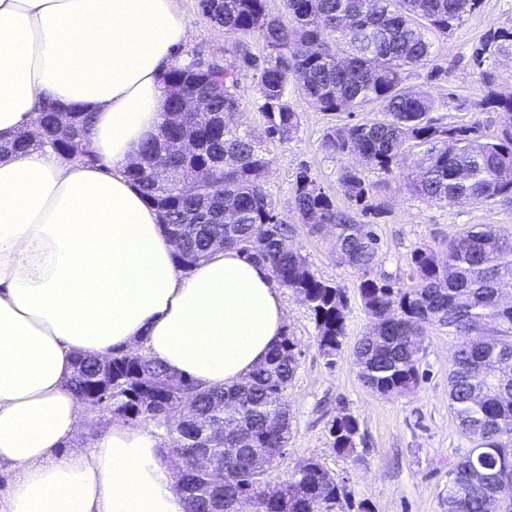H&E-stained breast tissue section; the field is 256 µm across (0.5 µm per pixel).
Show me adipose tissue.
<instances>
[{"label": "adipose tissue", "instance_id": "1", "mask_svg": "<svg viewBox=\"0 0 512 512\" xmlns=\"http://www.w3.org/2000/svg\"><path fill=\"white\" fill-rule=\"evenodd\" d=\"M188 26L175 0H0V145L43 105L92 113L96 164L0 154V512H186L156 439L115 421L87 447L77 355L140 350L209 386L284 332L266 267L216 248L178 266L128 170L164 120Z\"/></svg>", "mask_w": 512, "mask_h": 512}]
</instances>
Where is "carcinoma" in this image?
<instances>
[{
    "label": "carcinoma",
    "mask_w": 512,
    "mask_h": 512,
    "mask_svg": "<svg viewBox=\"0 0 512 512\" xmlns=\"http://www.w3.org/2000/svg\"><path fill=\"white\" fill-rule=\"evenodd\" d=\"M480 0H286V17L266 11V0H221L214 19L235 40L238 61L255 72L264 135L290 139L299 115L289 105L294 86L321 112H373L376 118L333 126L322 148L334 155H357L365 165L391 174L403 147L418 149L412 190L444 205L500 201L512 203V96L493 95L483 108L501 111L502 137L483 140L478 123L448 127L432 116V95L405 86L407 71L432 55L428 30L446 33L476 8ZM259 34L269 50L259 59L245 39ZM512 52V31L499 30L473 49L482 64L500 52ZM168 86L182 85L189 96L202 95L210 111L198 124L199 152L190 165L203 173L200 193L185 197L161 170L179 160L161 154L162 139L178 133L162 125L142 146L128 170L147 202L162 211L179 265L190 270L207 257L212 240L266 266L278 284L302 294L317 330L318 348L334 364L345 337V293L319 278L294 243L293 229L278 220L263 184L269 159L260 139L249 131L225 127L220 113L240 107L237 65L224 63L204 71L197 54L176 58L165 73ZM53 109L45 106L34 130L0 146L22 153L51 147L71 157L68 138L52 128ZM345 195L364 206L374 186L356 168L342 169ZM294 207L307 232L333 227L336 262L357 276V290L374 327L355 345L358 377L370 389L400 396L418 383L419 354L432 329L462 339L448 372V401L459 428L474 447L448 468V512H486L487 500L512 497V307L495 299V285L512 281V233L481 225L447 241L415 247L410 253L413 283L376 271L380 241L370 224L336 208L332 199L300 168L294 178ZM301 352L283 334L267 360L239 381L209 387L189 376L171 373L145 356L114 351L112 371L101 377V360L78 356L70 388L91 412L112 409L127 421L151 423L168 445L176 481L192 487L188 512H212L224 500V512H335L342 486L316 457H308L281 485L266 482L248 460L229 449L252 443L269 463L284 458L291 434L286 392L299 368ZM359 430L357 418L343 419L332 434L333 451L358 462L349 439ZM210 443L229 469L215 487L192 466V454Z\"/></svg>",
    "instance_id": "carcinoma-1"
}]
</instances>
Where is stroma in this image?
Here are the masks:
<instances>
[{
	"label": "stroma",
	"instance_id": "stroma-1",
	"mask_svg": "<svg viewBox=\"0 0 512 512\" xmlns=\"http://www.w3.org/2000/svg\"><path fill=\"white\" fill-rule=\"evenodd\" d=\"M175 7L189 30L183 51L233 60L232 38L202 14L199 0H175ZM498 28L512 29V0H481L452 31L429 32L431 60L409 71L406 79L407 86L431 92L438 123L449 127L479 123L488 141L500 137L502 118L499 110L482 108L481 103L493 93L512 95V55L480 66L472 50ZM237 93L240 110L235 120L239 129L262 137L261 146L270 160L264 184L280 219L294 227V238L316 274L342 288L347 297L346 335L341 353L330 366L318 349L307 307L296 294L281 292L285 329L302 355L286 392L291 410L288 453L269 470L268 484L285 482L297 463L314 456L346 486L348 496L341 499L336 512H358L362 502L371 512H448V469L472 446L448 406V370L458 339L442 330L430 332L418 362L420 381L412 393L383 395L365 387L351 353L372 321L361 305L356 275L336 262L330 235L311 236L303 227L293 205L294 176L299 167H307L336 207L372 224L380 239V271L404 281L412 274L408 258L415 245L438 243L480 224L512 232V204L450 207L424 201L407 186L415 169L408 160L390 175L362 167L366 182L375 186L368 200L370 210L362 212L339 181L351 158L330 154L321 146L328 128L362 120V113L321 112L292 90L288 100L299 114L298 131L285 141L268 139L263 135L266 119L257 104L252 70L239 71ZM342 409L358 418L364 435L363 460L355 465L330 447V423Z\"/></svg>",
	"mask_w": 512,
	"mask_h": 512
}]
</instances>
